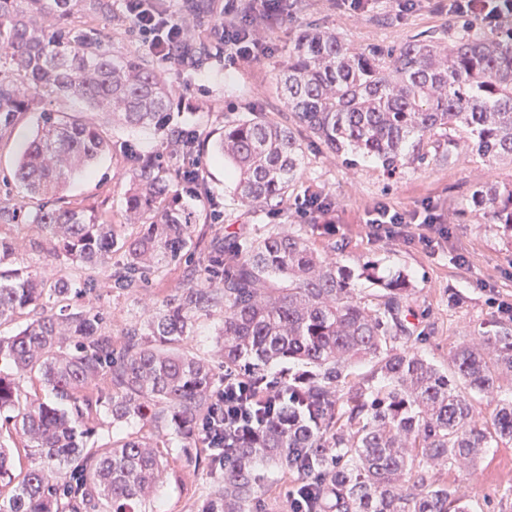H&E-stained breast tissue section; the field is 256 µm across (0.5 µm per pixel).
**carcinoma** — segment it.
Returning a JSON list of instances; mask_svg holds the SVG:
<instances>
[{
    "label": "carcinoma",
    "mask_w": 512,
    "mask_h": 512,
    "mask_svg": "<svg viewBox=\"0 0 512 512\" xmlns=\"http://www.w3.org/2000/svg\"><path fill=\"white\" fill-rule=\"evenodd\" d=\"M86 13L109 18V0H0V140L19 113L44 104L12 171L42 202L26 217L33 246L89 269L121 251L115 280L137 288L197 248L194 216L177 207V173L158 161L134 168L118 224L82 202L49 206L110 149L101 131L68 119L52 100L77 98L127 125L157 126L172 146L179 137L169 126L165 73L138 55L112 54L98 28L73 21ZM457 29L450 49L416 38L369 51L305 29L276 77L293 123L254 112L224 126L218 151L240 200L276 209L303 156L299 127L338 157H374L391 170L423 161L440 132L450 156L512 161V26ZM478 196L512 224L511 188ZM16 250L1 224L0 266ZM212 262L221 271L201 268L116 343L101 309L72 307L93 282L0 271V327L35 313L0 336V365L13 369L0 374V436L48 461L26 467L0 442V512H144L167 484L170 456L213 466L199 447L200 425L222 373L246 382L249 400L242 405L231 392L227 405L249 428L229 436L236 453L206 512L259 505L260 466L269 463L296 477L292 491L308 512H470L434 469L472 464L492 443L512 442V396L487 417L473 404L512 373V323L457 346L447 373L415 348L406 282H379L370 262L356 273L311 239L278 229L217 241ZM357 275L382 291L356 293ZM217 309L223 355L215 365L187 343L196 320ZM282 361L302 369L286 380L269 376L267 367ZM359 362L371 369L353 374ZM21 376L31 390H21ZM103 414L139 431L90 448Z\"/></svg>",
    "instance_id": "carcinoma-1"
}]
</instances>
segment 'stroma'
<instances>
[{
	"instance_id": "1",
	"label": "stroma",
	"mask_w": 512,
	"mask_h": 512,
	"mask_svg": "<svg viewBox=\"0 0 512 512\" xmlns=\"http://www.w3.org/2000/svg\"><path fill=\"white\" fill-rule=\"evenodd\" d=\"M225 2L157 0L163 10L190 21L188 45L204 38L216 47L210 58L193 53L184 65L163 66L173 94L170 124L198 131L201 171L216 202L211 209L189 193L180 195L181 205L196 218L198 247L193 260L168 267L148 285L130 291L114 286L112 273L123 260L118 251L103 266L87 270L27 248L17 259V267L46 277L65 273L82 280L94 276L98 287L90 302L104 312L107 330L117 341L130 322L146 320L162 299L186 283L196 261L207 258L214 237L243 233L260 239L278 228L306 235L326 251L338 246L340 259L350 268L372 259L379 263L380 276H405L412 286L409 303L413 329L420 337L417 349L432 363L447 367L451 351L492 330L503 318L501 306H512V226L500 223L491 207L476 201L478 190L512 186V164L487 162L472 155L452 157L443 146L430 151L424 163L389 171L373 158L338 157L303 131L299 134L303 158L287 199L276 209L259 210L241 205L234 191L235 178L223 158L214 153L213 145L225 124L249 118L254 112L288 121V106L275 90L274 77L308 26L336 34L357 50L398 47L420 36L447 46L457 21L449 10L452 0H417L414 9L404 14L398 12L394 0H368L357 17L348 13L341 0H294L291 10L276 22L259 16L254 19L272 45V53L237 65L218 48L229 20ZM98 26L113 52L148 56V48L132 29L123 0H112L111 20H99ZM63 109L103 131L111 141L110 150L88 172L71 181L66 200L95 204L121 217L133 168L148 159L165 164L175 159L165 134L153 127L125 125L113 120L110 113L87 109L79 101L67 102ZM38 122V113H21L10 137L0 141V199H11L30 212L36 211L37 200L25 197L6 176ZM310 195L320 196L330 205L317 222L299 212ZM382 202L408 215L433 203L444 217L443 223L430 231L435 250L416 241L376 234L367 217ZM322 223L331 225L330 233H320ZM435 477L453 484L472 512H512V442L485 449L472 465L452 463L437 468ZM222 483L219 474L183 471L180 482L165 486L155 508L157 512H204Z\"/></svg>"
}]
</instances>
